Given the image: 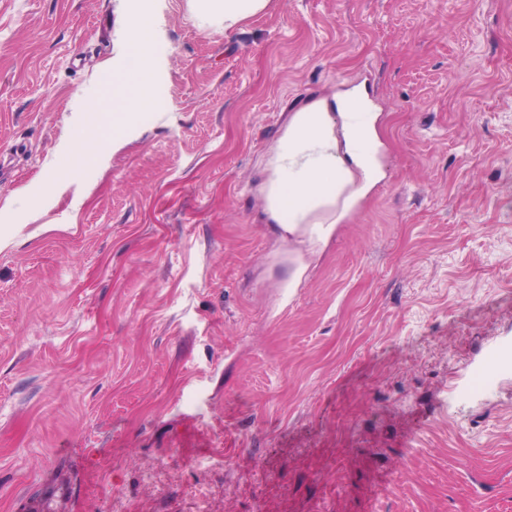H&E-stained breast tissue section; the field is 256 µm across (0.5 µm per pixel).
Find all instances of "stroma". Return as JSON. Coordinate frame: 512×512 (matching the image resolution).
Instances as JSON below:
<instances>
[{"label": "stroma", "mask_w": 512, "mask_h": 512, "mask_svg": "<svg viewBox=\"0 0 512 512\" xmlns=\"http://www.w3.org/2000/svg\"><path fill=\"white\" fill-rule=\"evenodd\" d=\"M140 2L102 155L124 0H0V512H512V0ZM355 85L385 176L292 289L263 157ZM190 10L197 20L210 25L224 24V30L239 25L263 12L269 0H190ZM119 35L131 63L104 66L109 94L101 106V112L105 113L106 134L100 144L101 152L118 144L138 115L150 110L153 104L150 20L147 13L135 6L126 8Z\"/></svg>", "instance_id": "stroma-1"}]
</instances>
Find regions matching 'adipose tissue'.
Returning a JSON list of instances; mask_svg holds the SVG:
<instances>
[{
    "instance_id": "obj_1",
    "label": "adipose tissue",
    "mask_w": 512,
    "mask_h": 512,
    "mask_svg": "<svg viewBox=\"0 0 512 512\" xmlns=\"http://www.w3.org/2000/svg\"><path fill=\"white\" fill-rule=\"evenodd\" d=\"M268 3L190 0V9L200 22L229 30L263 12ZM119 35L131 62L105 69L109 94L101 106L104 150L118 144L153 104L147 13L126 8ZM333 104V112L329 104L316 101L292 113L265 161L260 191L267 221L286 228L292 243H327L380 177L372 154L379 134L364 100L347 92Z\"/></svg>"
}]
</instances>
